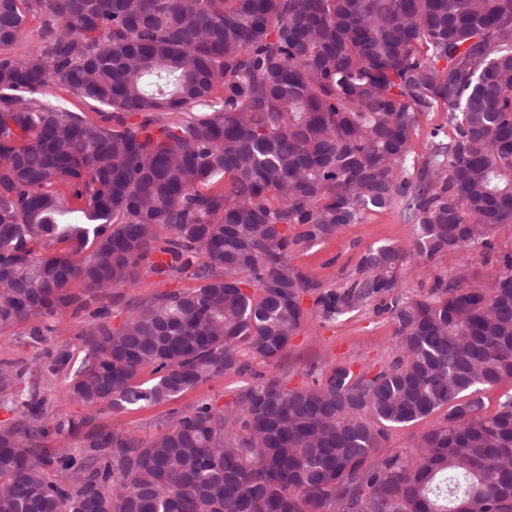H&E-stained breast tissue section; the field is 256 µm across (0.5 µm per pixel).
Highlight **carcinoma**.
I'll return each mask as SVG.
<instances>
[{"mask_svg": "<svg viewBox=\"0 0 512 512\" xmlns=\"http://www.w3.org/2000/svg\"><path fill=\"white\" fill-rule=\"evenodd\" d=\"M439 110L453 136L418 164L411 136ZM394 205L415 237L368 249L346 286L292 264ZM508 233L512 0H0V330L41 342L86 294L198 282L116 328L89 314L79 419L0 361V512H512V392L493 413L482 396L512 384V251L485 285L459 265L429 299L397 291ZM378 296L390 363L287 387L275 368L305 323ZM243 343L272 371L224 408L174 410L149 441L95 424L246 373ZM49 357L53 376L72 359ZM442 414L443 412L435 414L414 424L388 428L384 445L396 450L407 448L414 436L435 426L441 420Z\"/></svg>", "mask_w": 512, "mask_h": 512, "instance_id": "cac0c4a2", "label": "carcinoma"}]
</instances>
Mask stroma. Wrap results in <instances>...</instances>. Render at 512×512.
Here are the masks:
<instances>
[{"instance_id": "35a3bbf8", "label": "stroma", "mask_w": 512, "mask_h": 512, "mask_svg": "<svg viewBox=\"0 0 512 512\" xmlns=\"http://www.w3.org/2000/svg\"><path fill=\"white\" fill-rule=\"evenodd\" d=\"M415 229V224L408 219L401 206L371 212L364 222L343 226L333 238L294 256L293 262L323 288L338 289L354 273L361 255L369 247L403 244L413 237ZM511 250L512 236L504 235L495 239L492 255L477 252L460 259L441 256L423 269L403 275L401 293L412 299L429 297L435 278L447 277L460 262L467 264L474 284L486 283L500 272L495 255ZM192 286V281L187 279L161 283L153 278L127 286L121 291L120 304L111 311V324L119 326L135 306L153 293L185 291ZM84 320V314H76L69 309L62 311L56 319V332L41 343L26 338L19 326L0 332V360L16 363L18 367L26 369L28 375L42 376L50 365L49 352L64 347L72 354L71 367H78L81 342L77 334ZM395 342L394 324L384 312L382 300L375 298L336 322L325 325L315 321L306 323L303 331L292 339L280 371L292 387L311 384L318 374L328 373L336 367H348L356 372H375L391 360ZM243 382V376L227 373L184 392L174 405L133 407L101 418L100 423L147 441L156 435L171 408L191 409L205 400L217 407H224L232 401L236 389Z\"/></svg>"}]
</instances>
